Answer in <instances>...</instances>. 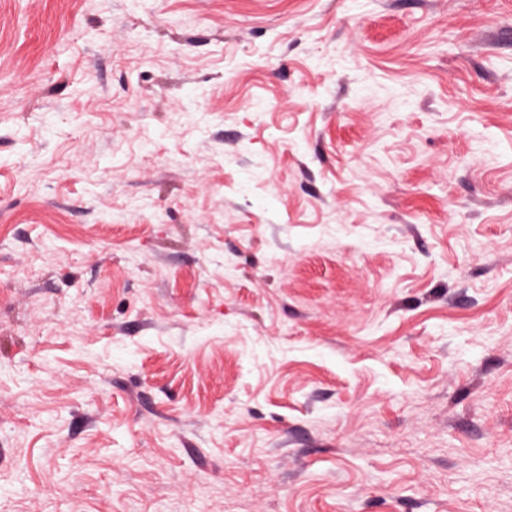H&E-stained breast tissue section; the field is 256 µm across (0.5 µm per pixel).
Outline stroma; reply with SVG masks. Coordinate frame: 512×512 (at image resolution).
Here are the masks:
<instances>
[{"instance_id": "obj_1", "label": "stroma", "mask_w": 512, "mask_h": 512, "mask_svg": "<svg viewBox=\"0 0 512 512\" xmlns=\"http://www.w3.org/2000/svg\"><path fill=\"white\" fill-rule=\"evenodd\" d=\"M0 512H512V0H0Z\"/></svg>"}]
</instances>
